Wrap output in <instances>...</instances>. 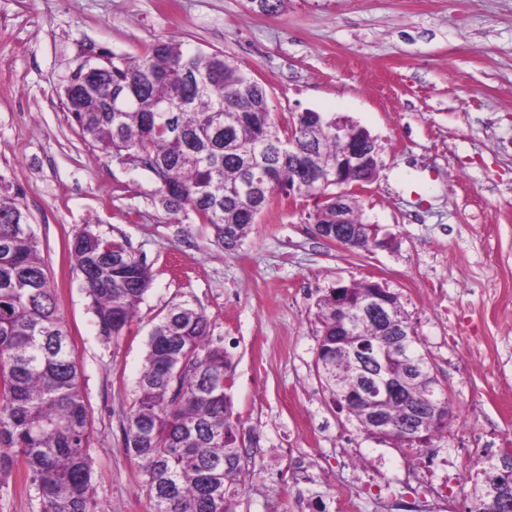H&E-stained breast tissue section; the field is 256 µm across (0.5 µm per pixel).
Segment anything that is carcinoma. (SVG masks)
<instances>
[{"instance_id": "carcinoma-1", "label": "carcinoma", "mask_w": 512, "mask_h": 512, "mask_svg": "<svg viewBox=\"0 0 512 512\" xmlns=\"http://www.w3.org/2000/svg\"><path fill=\"white\" fill-rule=\"evenodd\" d=\"M73 94L63 105L88 142L132 169L158 179L155 193L172 218L191 212L214 229L226 250L239 248L269 205L301 191L305 167L336 171L345 151L333 119L294 113L280 122L267 89L218 53L159 40L143 55H112L110 65L73 74ZM370 164L355 179L373 181ZM354 195L346 220L336 207L314 204L313 233L329 242L367 250L379 229L359 219ZM69 252L91 300L99 336L118 341L149 290V267L127 248L95 233L74 236ZM363 281L332 288L317 303L315 367L341 411L366 434L374 433L371 405L353 394L374 383L384 363L406 382L401 399L380 395L393 420L421 408L419 438L403 448H433L448 430L449 399L432 378L417 372L429 360L419 339L398 355L391 328H347L346 313L378 293ZM348 311L336 307V298ZM396 321L409 327L400 296L386 291ZM231 359L213 339L208 317L189 301L167 309L150 335L137 397L123 424L125 451L140 467L150 512H235L245 487L247 455L238 444ZM88 414L68 330L57 312L54 288L39 241L20 205L0 195V476L23 461L40 512H98L92 485ZM474 512H486L491 489H512V458L489 462L471 476Z\"/></svg>"}]
</instances>
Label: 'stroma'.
Wrapping results in <instances>:
<instances>
[{"label":"stroma","mask_w":512,"mask_h":512,"mask_svg":"<svg viewBox=\"0 0 512 512\" xmlns=\"http://www.w3.org/2000/svg\"><path fill=\"white\" fill-rule=\"evenodd\" d=\"M220 52L266 84L276 115L311 109L368 130L379 169L360 198L388 244L315 236L306 198L261 213L226 251L210 225L171 221L156 177L86 143L60 98L98 54L135 57L156 40ZM0 194L41 243L80 372L95 500L149 512L121 425L153 327L172 303L205 313L233 363L230 393L254 481L236 512H334L338 489L381 512L365 461L403 497L430 456L469 464L512 433V0H0ZM143 259L151 286L123 336L97 334L68 244L85 225ZM398 293L455 408L436 448L357 432L314 366L315 312L332 287ZM22 465L0 479V512H39Z\"/></svg>","instance_id":"35a3bbf8"}]
</instances>
